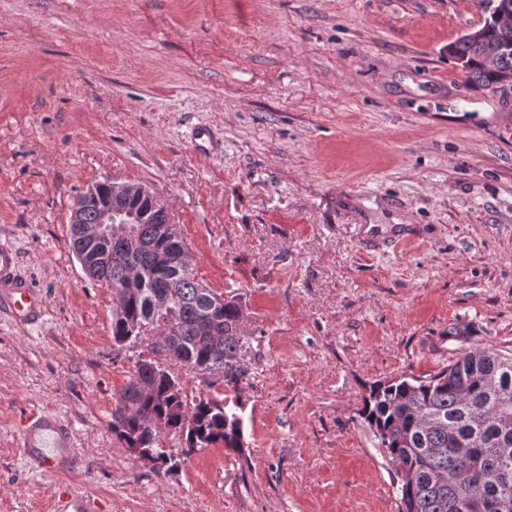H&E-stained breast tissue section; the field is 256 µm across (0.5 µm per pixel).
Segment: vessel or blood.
Returning <instances> with one entry per match:
<instances>
[{
	"mask_svg": "<svg viewBox=\"0 0 512 512\" xmlns=\"http://www.w3.org/2000/svg\"><path fill=\"white\" fill-rule=\"evenodd\" d=\"M16 254L0 248V311L9 312L20 324L39 320L44 300L32 284L17 272ZM19 448L23 456L33 460L39 469L55 473L78 464L71 426L58 416L37 411L25 415L19 423ZM90 498L68 493L55 499L54 512H98Z\"/></svg>",
	"mask_w": 512,
	"mask_h": 512,
	"instance_id": "1",
	"label": "vessel or blood"
}]
</instances>
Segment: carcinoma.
Masks as SVG:
<instances>
[{
    "mask_svg": "<svg viewBox=\"0 0 512 512\" xmlns=\"http://www.w3.org/2000/svg\"><path fill=\"white\" fill-rule=\"evenodd\" d=\"M470 82L497 91L512 76V43L498 53L495 67L484 63L481 46L462 35L448 43ZM109 196L102 183L96 193L79 196L83 222L69 225V243L92 281L116 290L133 283L119 297L112 335L119 345L151 327L157 297H170L179 335L170 346L171 359L191 371L210 374L239 390L245 376L240 364L244 336L239 332L241 308L234 300L212 306L217 296L197 280L188 246L178 228L146 201H112L134 210L140 223L130 224L129 237L98 238L89 231ZM168 263L155 265V252ZM362 416L387 450L396 469L412 472L397 488L400 512H512V355L492 346L463 351L447 367L428 377L400 376L369 386ZM155 418L181 430V419L194 426L185 431V455L211 445L239 450L244 446L243 418L222 401L183 394L178 377L160 362L138 368L116 395L112 432L127 447L153 450L167 463L171 454L159 447Z\"/></svg>",
    "mask_w": 512,
    "mask_h": 512,
    "instance_id": "obj_1",
    "label": "carcinoma"
}]
</instances>
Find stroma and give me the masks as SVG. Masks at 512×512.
Instances as JSON below:
<instances>
[{"instance_id":"stroma-1","label":"stroma","mask_w":512,"mask_h":512,"mask_svg":"<svg viewBox=\"0 0 512 512\" xmlns=\"http://www.w3.org/2000/svg\"><path fill=\"white\" fill-rule=\"evenodd\" d=\"M486 17L480 0H0V248L46 308L26 327L0 312V512L71 491L101 512H399L359 415L370 384L512 354V99L448 55ZM99 182L150 187L199 280L241 306L239 389L175 373L188 398L240 400L242 451L186 457L165 432V472L113 433L154 338L116 345L112 290L70 248ZM33 410L71 424L80 472L24 461Z\"/></svg>"}]
</instances>
